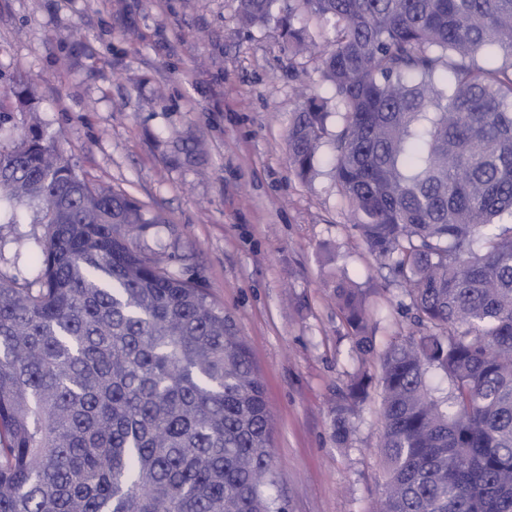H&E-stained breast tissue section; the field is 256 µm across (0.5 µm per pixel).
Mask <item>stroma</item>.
Masks as SVG:
<instances>
[{
	"instance_id": "stroma-1",
	"label": "stroma",
	"mask_w": 512,
	"mask_h": 512,
	"mask_svg": "<svg viewBox=\"0 0 512 512\" xmlns=\"http://www.w3.org/2000/svg\"><path fill=\"white\" fill-rule=\"evenodd\" d=\"M289 53L276 23L245 25L239 0H0V98L20 88L79 172L161 215L148 253L201 283L245 340L273 416L271 493L284 512H372L383 490L381 388L336 407L358 360L336 307L337 273L375 289L378 350L413 330L411 300L368 253L337 191L328 120L315 172L298 178L288 128L299 93L322 89L329 28ZM45 225L0 221V278L36 277Z\"/></svg>"
}]
</instances>
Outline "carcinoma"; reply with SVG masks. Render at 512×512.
<instances>
[{
    "label": "carcinoma",
    "instance_id": "1",
    "mask_svg": "<svg viewBox=\"0 0 512 512\" xmlns=\"http://www.w3.org/2000/svg\"><path fill=\"white\" fill-rule=\"evenodd\" d=\"M276 0H239L265 25ZM332 23L336 189L409 287L380 354L381 512H512V0H298ZM288 51L308 49L295 14ZM306 98L290 166L330 113ZM47 225L35 286L0 281V512H280L272 416L230 315L132 241L162 217L77 172L37 126L0 141V214ZM336 305L375 354L370 297ZM373 376L356 372L345 398Z\"/></svg>",
    "mask_w": 512,
    "mask_h": 512
}]
</instances>
